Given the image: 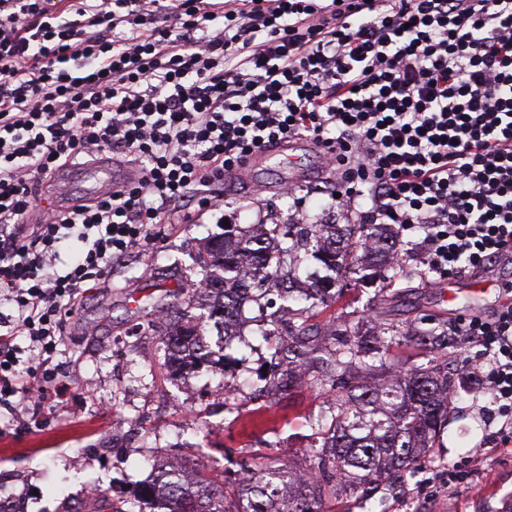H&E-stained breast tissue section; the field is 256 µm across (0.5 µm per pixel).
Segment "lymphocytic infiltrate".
<instances>
[{"mask_svg": "<svg viewBox=\"0 0 512 512\" xmlns=\"http://www.w3.org/2000/svg\"><path fill=\"white\" fill-rule=\"evenodd\" d=\"M295 139L324 156L329 210L421 232L426 274L512 257V0H0V410L63 404L52 355L113 259ZM104 153L135 179L40 207L56 167ZM502 291L454 328L487 354L464 374L499 417L479 458L512 446Z\"/></svg>", "mask_w": 512, "mask_h": 512, "instance_id": "f902f5d3", "label": "lymphocytic infiltrate"}]
</instances>
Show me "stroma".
Segmentation results:
<instances>
[{
	"label": "stroma",
	"instance_id": "1",
	"mask_svg": "<svg viewBox=\"0 0 512 512\" xmlns=\"http://www.w3.org/2000/svg\"><path fill=\"white\" fill-rule=\"evenodd\" d=\"M327 172L316 149L304 141L290 143L286 155L270 157L242 179L226 184L221 210L191 215L166 228L160 242L144 252L114 260L109 280L84 297L71 318L56 363L73 376L74 386L62 406L38 416L28 426L0 429V500L15 502L17 512H80L86 489L105 491L128 504L153 476V466L170 455L203 456L225 481H233L243 460L265 457L274 467H306L323 439L313 421L326 412L330 392L324 381L333 371L326 362L330 324L356 322L363 340L376 346L379 326L407 329L410 340L389 345L382 362L358 370L375 386L412 366L430 360L447 364L454 381L460 367L483 358L480 348L460 350L453 328L460 318L491 316L494 296L472 298L475 283L500 285L512 279V262L496 259L460 276L426 282L415 257L413 235L399 240L400 264L371 257L337 283L329 306L316 318L318 334L302 357V385L277 401L265 394L274 364L276 336L263 335L268 320L287 328L294 305L287 296L267 292L246 304L240 337L225 342L219 327L206 339L224 353V372L201 369L191 380L165 365L164 347L155 323L172 314L173 296L192 280L202 279L200 244L223 234L220 217L230 224L311 223L322 215ZM312 190L304 210L285 196L286 185ZM456 301L445 299V287ZM241 395L232 401L212 398L225 380ZM496 411L487 397L472 398L455 389L448 423L415 475H403L368 503L340 495L332 512H512V453L502 452L484 464L478 482L436 493L428 483L432 470L473 465L474 450L490 432Z\"/></svg>",
	"mask_w": 512,
	"mask_h": 512
}]
</instances>
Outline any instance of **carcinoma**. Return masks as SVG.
I'll list each match as a JSON object with an SVG mask.
<instances>
[{
	"label": "carcinoma",
	"mask_w": 512,
	"mask_h": 512,
	"mask_svg": "<svg viewBox=\"0 0 512 512\" xmlns=\"http://www.w3.org/2000/svg\"><path fill=\"white\" fill-rule=\"evenodd\" d=\"M310 238L282 245L277 240L280 228L257 235L212 237L203 243L208 272L203 281L209 293L207 313L192 312L194 295L176 296L172 308L180 313L174 330H161L165 358L171 368L184 362L215 369L217 361L204 340L206 326L224 325L255 291L283 290L294 279L297 266L313 257L344 279L361 263L359 251L375 243L374 224L309 225ZM288 260H282V257ZM333 282L314 285L311 292L297 299L303 304L296 321L288 326V371L268 383V395L274 399L286 394L293 385V365L298 359L296 345H304L310 336L316 309L325 305ZM338 373L372 367L384 352L375 351L360 341L359 328L345 324L335 333V342L327 349ZM452 378L436 366L411 367L398 379L375 391L360 383L331 380L332 403L329 414L313 421L314 428L326 436L334 452L314 451L310 477L298 486L296 498L279 499L280 486L292 483L288 468L278 467L257 473V465H245L242 485L250 498L247 512H325V500L336 492L369 500L372 494L403 473L419 465L420 455L430 448L448 419ZM157 480L164 496L153 512H229L224 480L216 479L203 468L189 484L178 471H161Z\"/></svg>",
	"instance_id": "obj_1"
}]
</instances>
